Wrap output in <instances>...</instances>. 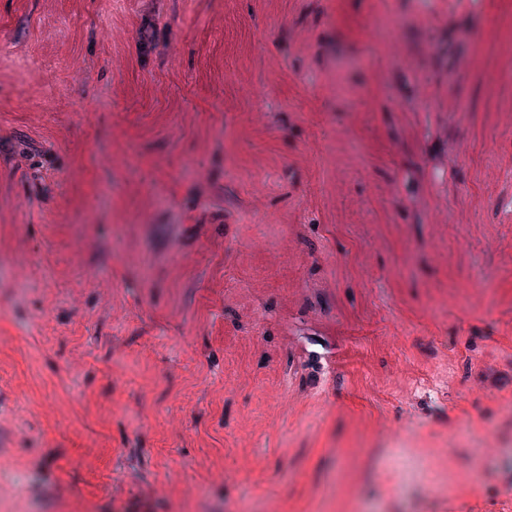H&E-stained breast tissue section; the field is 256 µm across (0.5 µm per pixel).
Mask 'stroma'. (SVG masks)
I'll list each match as a JSON object with an SVG mask.
<instances>
[{
  "label": "stroma",
  "mask_w": 512,
  "mask_h": 512,
  "mask_svg": "<svg viewBox=\"0 0 512 512\" xmlns=\"http://www.w3.org/2000/svg\"><path fill=\"white\" fill-rule=\"evenodd\" d=\"M510 46L0 0V512H512Z\"/></svg>",
  "instance_id": "obj_1"
}]
</instances>
